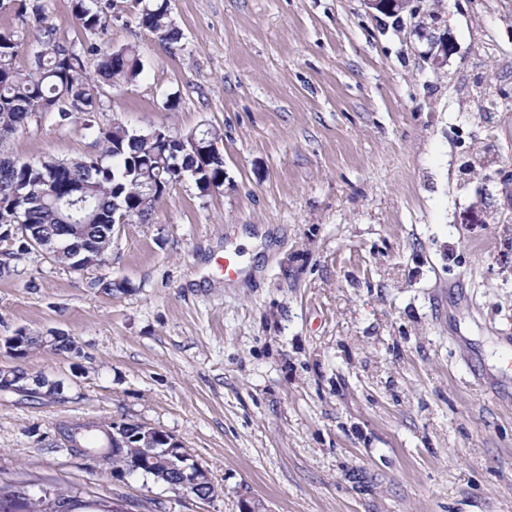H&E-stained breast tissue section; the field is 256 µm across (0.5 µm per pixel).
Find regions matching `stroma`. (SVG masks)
Returning <instances> with one entry per match:
<instances>
[{"label": "stroma", "mask_w": 512, "mask_h": 512, "mask_svg": "<svg viewBox=\"0 0 512 512\" xmlns=\"http://www.w3.org/2000/svg\"><path fill=\"white\" fill-rule=\"evenodd\" d=\"M418 4L397 23L366 0H170L164 43L125 0L109 39L144 71L101 87L97 122L217 127L224 184L178 182L102 267L33 254L0 277V336L78 346L0 354L61 387L0 390V480L114 512H512V0ZM438 30L455 50L435 69ZM96 151L49 118L0 146ZM245 236L262 252L225 284L214 259ZM86 421L168 433L212 496L101 470L59 431Z\"/></svg>", "instance_id": "stroma-1"}]
</instances>
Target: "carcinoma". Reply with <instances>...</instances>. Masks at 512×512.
I'll list each match as a JSON object with an SVG mask.
<instances>
[{"mask_svg":"<svg viewBox=\"0 0 512 512\" xmlns=\"http://www.w3.org/2000/svg\"><path fill=\"white\" fill-rule=\"evenodd\" d=\"M12 13L21 22L17 28L0 29V147L29 128L32 114L54 119L59 126L81 123L99 145V152L59 167L48 158L38 163L19 162L0 152V242L11 259H19L30 241L58 262L72 265V251L53 248L64 224H75L69 235L75 250L92 255L104 249L118 222L121 206L141 223L151 220L156 204L184 175L199 173L203 194L224 184V167L218 164L202 171L199 159L181 153L176 135L163 127L159 138L128 130L121 123L100 126L94 113L100 109L98 80L112 85L134 81L143 70L139 50L121 46L102 51L95 42L68 41L49 22L50 0H11ZM114 0H71V10L84 33L108 34ZM140 24L165 42L179 39L170 19L168 0L146 4ZM34 29L38 50L31 68L22 72L15 59L24 45L26 28ZM99 58L94 73L87 59ZM15 224L24 225L27 237H10ZM133 424L112 426V431L88 421L60 428L72 448H92L112 464V472L127 470V463L145 455L135 439ZM43 493L31 494L23 485L0 483V512H112L104 499L90 509L84 491L63 481H51Z\"/></svg>","mask_w":512,"mask_h":512,"instance_id":"obj_1","label":"carcinoma"}]
</instances>
